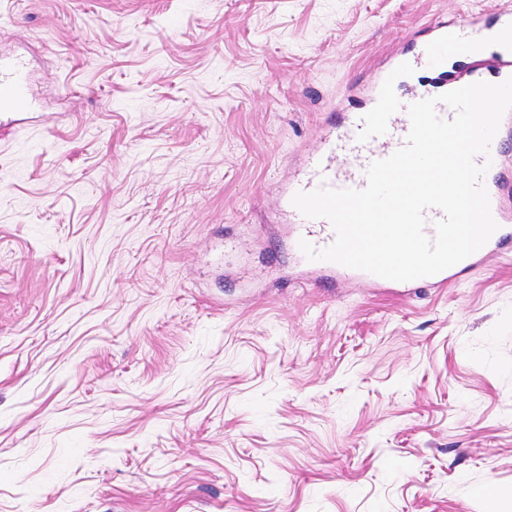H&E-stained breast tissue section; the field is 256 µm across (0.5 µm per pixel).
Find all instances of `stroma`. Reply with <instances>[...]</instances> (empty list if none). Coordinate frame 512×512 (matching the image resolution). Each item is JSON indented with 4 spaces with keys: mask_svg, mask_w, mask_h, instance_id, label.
I'll list each match as a JSON object with an SVG mask.
<instances>
[{
    "mask_svg": "<svg viewBox=\"0 0 512 512\" xmlns=\"http://www.w3.org/2000/svg\"><path fill=\"white\" fill-rule=\"evenodd\" d=\"M512 0H0V512H512V260L327 279L280 199L418 29ZM28 100V77L19 62L0 59V111L15 110Z\"/></svg>",
    "mask_w": 512,
    "mask_h": 512,
    "instance_id": "1",
    "label": "stroma"
}]
</instances>
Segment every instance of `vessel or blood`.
Returning <instances> with one entry per match:
<instances>
[{
    "mask_svg": "<svg viewBox=\"0 0 512 512\" xmlns=\"http://www.w3.org/2000/svg\"><path fill=\"white\" fill-rule=\"evenodd\" d=\"M463 47L464 42L453 27L432 24L423 32L419 62L437 73L440 83L448 85L449 89L464 87V80L448 76L449 55ZM407 62L405 56L397 54L392 57L377 77L371 109L354 113L339 128L329 131L320 150L309 157L303 176L289 183L283 196L282 210L294 228L295 240H306L321 249L335 238L329 221L305 217L294 207L292 198L296 193L311 192L320 187L364 189L371 163L389 157L406 144L411 124L396 122L394 118L400 105L393 99V81ZM27 100L28 77L24 66L0 59V111L17 109L26 105ZM475 161L488 167L483 184L498 228L479 250L456 265L427 277V284L447 286L488 258L512 252V211L504 205L505 192L511 185H508L505 175L500 139H493L489 156H476Z\"/></svg>",
    "mask_w": 512,
    "mask_h": 512,
    "instance_id": "obj_1",
    "label": "vessel or blood"
}]
</instances>
